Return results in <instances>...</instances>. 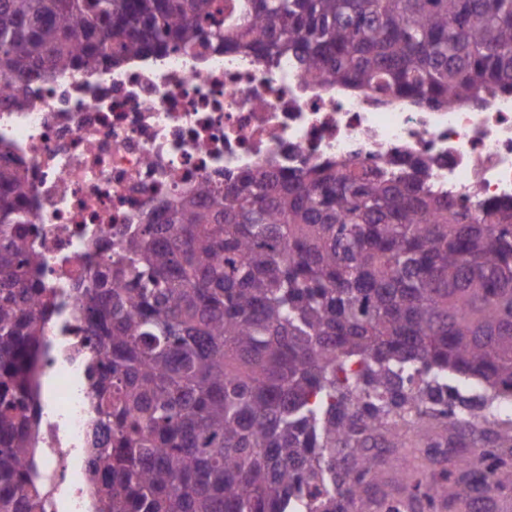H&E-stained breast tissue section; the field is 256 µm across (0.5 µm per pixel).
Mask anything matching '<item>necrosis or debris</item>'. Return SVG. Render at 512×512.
Instances as JSON below:
<instances>
[{"label": "necrosis or debris", "instance_id": "necrosis-or-debris-1", "mask_svg": "<svg viewBox=\"0 0 512 512\" xmlns=\"http://www.w3.org/2000/svg\"><path fill=\"white\" fill-rule=\"evenodd\" d=\"M25 164L28 220L53 307L34 381L43 512H91L95 423L88 366L99 350L76 290L134 225L203 181L260 165L425 163L456 201L512 206V94L440 110L305 77L297 59L193 45L105 56L47 82L0 79V149Z\"/></svg>", "mask_w": 512, "mask_h": 512}]
</instances>
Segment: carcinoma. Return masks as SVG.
Segmentation results:
<instances>
[{"mask_svg":"<svg viewBox=\"0 0 512 512\" xmlns=\"http://www.w3.org/2000/svg\"><path fill=\"white\" fill-rule=\"evenodd\" d=\"M295 56L306 76L428 109L512 94V0H0V78L49 80L112 38ZM0 168V512H41L31 430L52 302ZM104 363L95 512H372L370 442L457 429L448 376L512 400V209L474 216L398 171L331 162L202 183L77 289ZM457 467L489 497L512 463Z\"/></svg>","mask_w":512,"mask_h":512,"instance_id":"cac0c4a2","label":"carcinoma"}]
</instances>
